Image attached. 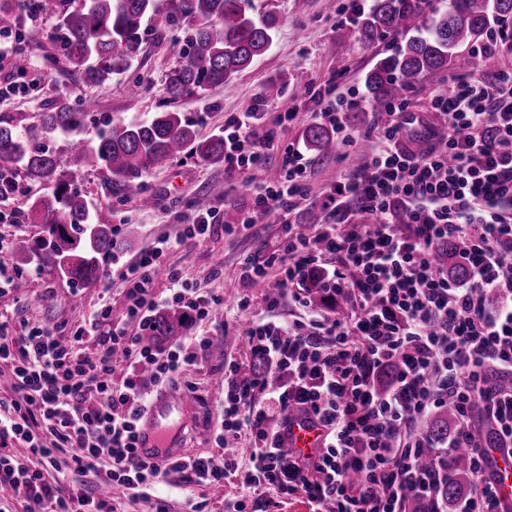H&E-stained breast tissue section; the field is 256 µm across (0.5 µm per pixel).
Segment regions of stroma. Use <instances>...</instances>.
Instances as JSON below:
<instances>
[{"mask_svg": "<svg viewBox=\"0 0 512 512\" xmlns=\"http://www.w3.org/2000/svg\"><path fill=\"white\" fill-rule=\"evenodd\" d=\"M346 4L347 0H252L254 9L270 10L278 18L267 53L224 84L173 101L165 91L164 78L181 59L183 34L168 30L161 17H154L129 70L112 74L102 84L90 85L69 69L56 47L52 34L60 21V0H46L37 22L20 21L22 39L0 41V76L19 87L18 92L0 97V113L36 114L62 97L77 107L92 104L93 117L81 131L57 135L45 142L66 162L76 145H95L104 122L142 121L161 110L181 113L201 136L223 133L225 118L247 111L257 94L275 84L282 93L268 102L262 118L264 126L277 129L278 148L271 151L268 160L269 165L275 166L280 149L292 142H303L305 130L316 125V102L311 94L325 85L336 86L338 93L345 96L356 94L357 101L346 117L351 130H365L374 122L366 75L379 59L395 54L401 42L388 37L362 44L354 25L338 20ZM134 83L141 87L136 96L127 92ZM289 111L294 112V119L288 125L277 126L278 114ZM366 149V141L360 139L353 146L341 145L312 156L307 179L309 199L299 207V224L309 229L327 222V215L315 207V200L321 199L350 166L361 164ZM9 171L15 186L0 194V212L9 218L8 223H0V236L10 240L19 236L41 239L43 229L33 219L30 205L32 199L47 194L48 189L28 183L18 164H11ZM249 178V173L225 170L220 163L180 157L167 167L144 175L143 194L152 199L147 208L141 207L140 196L117 191L104 168H83L77 184L91 207L113 208L114 221L121 224L122 230L112 253L124 262L159 239L178 237L184 218L192 213L193 200L209 195L217 213L211 237L201 245L181 247L170 260L182 268L190 285L221 298L226 310L233 312L247 293L236 275L240 263L261 248L273 246L279 230L277 224L263 220L255 225L252 234L225 233V224L235 222L239 210L251 203L246 186ZM9 261L17 276L11 291L0 296V311L14 321L64 324L73 329L88 321L94 309L106 302L111 315L101 324L100 334H107L111 325L124 322L123 283L111 266H104L96 282L76 287L65 278L45 273L39 252L13 254ZM248 322H234L226 328L210 325V333L224 336V344L212 345L201 363L183 371L182 379L192 385L199 409L181 431L182 454L217 453L215 437L224 431V363L234 360L249 365L255 359L245 336ZM242 480V473L237 472L225 478L223 486H195L185 491L181 488V474L174 471L165 483L155 487L151 501L130 499L118 489L113 490L112 496L117 512H155L154 502L158 499L165 503L164 512H191L196 503L204 504L205 512H224L225 503L239 495Z\"/></svg>", "mask_w": 512, "mask_h": 512, "instance_id": "stroma-1", "label": "stroma"}]
</instances>
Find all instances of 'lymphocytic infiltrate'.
<instances>
[{"label": "lymphocytic infiltrate", "mask_w": 512, "mask_h": 512, "mask_svg": "<svg viewBox=\"0 0 512 512\" xmlns=\"http://www.w3.org/2000/svg\"><path fill=\"white\" fill-rule=\"evenodd\" d=\"M409 97L387 102L366 135L364 162L320 202L333 221L315 233L292 222L306 199L311 163L300 145L280 153V176L261 181L236 231L262 214L280 224L276 247L248 256L238 274L256 287L276 274L280 294L309 308L311 286L327 308L309 319L258 321L247 339L267 371L241 377L224 365V432L247 433L252 451L243 497L233 512H254L250 496L305 495L311 512H409L407 497L438 502L442 461L469 448L476 483L454 512H504L489 475L491 457L463 433L475 410L491 419L497 449L512 453V388L485 391L487 372L512 378V66L491 80L456 77L433 96L436 135L416 148L404 116ZM274 131L257 132L254 111L224 121V166L257 170L273 150ZM213 210L194 211L181 235L162 239L125 263L121 274L127 325L99 333L111 313L97 309L68 334L13 323L0 313V364L10 368L16 397L0 408V484L44 512H113L111 499L66 479L100 473V481L132 497L147 496L169 471L189 485H220L233 471L231 453L181 456L160 465L142 455L138 433L150 390L175 387L185 366L202 361L212 343L201 333L221 301L191 288L171 251L205 242ZM453 243L468 275L448 277L435 264ZM165 271L170 300L198 330L189 348L154 349L140 334L159 303L154 275ZM499 297L488 307L487 294ZM137 324L130 332L129 324ZM449 407L457 427L435 442L415 427ZM324 429L314 459L286 450L283 432L294 412ZM433 464H421L424 449Z\"/></svg>", "instance_id": "lymphocytic-infiltrate-1"}]
</instances>
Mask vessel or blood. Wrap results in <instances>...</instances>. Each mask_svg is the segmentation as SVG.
<instances>
[{"mask_svg": "<svg viewBox=\"0 0 512 512\" xmlns=\"http://www.w3.org/2000/svg\"><path fill=\"white\" fill-rule=\"evenodd\" d=\"M197 403L185 391H162L155 395L145 415L138 446L141 453L157 459L174 454L179 448V433L195 416ZM322 439V429L314 420L297 417L288 425L287 445L301 456L314 455ZM493 479L503 503L512 507V455H492Z\"/></svg>", "mask_w": 512, "mask_h": 512, "instance_id": "b4317fda", "label": "vessel or blood"}]
</instances>
